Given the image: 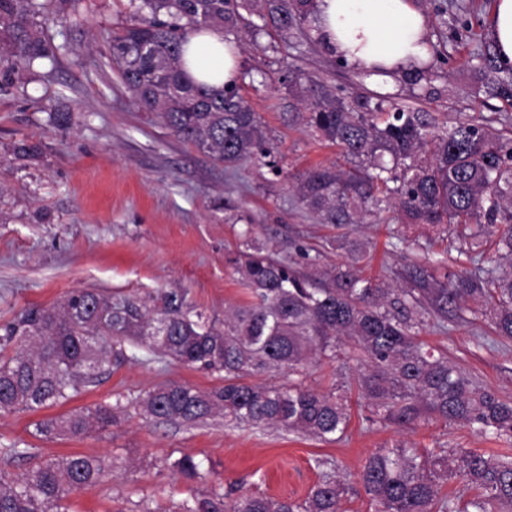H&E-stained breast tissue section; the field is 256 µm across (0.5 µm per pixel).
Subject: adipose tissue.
Returning a JSON list of instances; mask_svg holds the SVG:
<instances>
[{"label":"adipose tissue","instance_id":"obj_1","mask_svg":"<svg viewBox=\"0 0 512 512\" xmlns=\"http://www.w3.org/2000/svg\"><path fill=\"white\" fill-rule=\"evenodd\" d=\"M312 33L383 89L416 69L427 52L426 19L411 0H315ZM490 33L499 62L512 67V0H495ZM239 53L234 42L211 30L191 38L186 69L218 90L237 78Z\"/></svg>","mask_w":512,"mask_h":512}]
</instances>
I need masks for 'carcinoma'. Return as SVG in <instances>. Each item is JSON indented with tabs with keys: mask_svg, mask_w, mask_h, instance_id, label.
Listing matches in <instances>:
<instances>
[{
	"mask_svg": "<svg viewBox=\"0 0 512 512\" xmlns=\"http://www.w3.org/2000/svg\"><path fill=\"white\" fill-rule=\"evenodd\" d=\"M53 0H0V34L26 62L50 59L56 47L32 30L33 19L55 14ZM314 0H129V20L112 32L106 49L138 105L173 135L206 157L233 167L261 157L277 169L261 116L241 94L244 82L221 91L195 80L184 67L189 38L207 30H301ZM494 73L495 95L512 104V69L495 54L484 58ZM300 107L288 120L320 133L343 162L307 170L298 185L301 203L321 223L337 228L362 222L394 206L408 224L436 233L461 228L464 253L483 258L488 239L512 257V138L487 124L436 128L435 119L411 107L347 100L324 83L290 67L282 78ZM431 148L428 161L419 153ZM390 155L394 166L381 159ZM243 236L245 249L231 259L252 300L224 312V327L184 306L175 294L154 308L120 303L93 290H75L50 307H33L4 328L0 340L24 347L0 356V413L37 411L63 404L97 379L104 365L127 360L126 343L139 342L176 363L224 373V384L201 391L167 383L145 391L136 406L151 419L194 424L215 414L233 425L275 427L330 443L346 435L350 407L346 382L327 393L300 383L275 385L251 378L297 373L313 358H339L343 347L368 359L357 386L385 425L410 426L428 416L478 426L512 439V400L485 390L448 356L423 344L414 328L424 315L440 327L461 316L468 300L487 307L498 335L512 339V273L482 266L459 274L448 252L434 260L405 262L404 288H384L360 275L367 245L342 235L336 247L349 260L319 278L295 271ZM112 408L81 409L36 423L37 433L78 436L103 428ZM112 460L72 454L33 464L19 479L0 475V512H68L75 491L95 488ZM189 480L205 477L204 461L182 456L171 463ZM474 491L465 504L441 494L451 479ZM376 512H512V459L473 450L434 454L399 445L369 457L359 476ZM345 488L325 474L302 502L240 494L231 503L213 491L192 495L180 512H341Z\"/></svg>",
	"mask_w": 512,
	"mask_h": 512,
	"instance_id": "1",
	"label": "carcinoma"
}]
</instances>
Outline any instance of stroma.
Wrapping results in <instances>:
<instances>
[{
  "label": "stroma",
  "instance_id": "stroma-1",
  "mask_svg": "<svg viewBox=\"0 0 512 512\" xmlns=\"http://www.w3.org/2000/svg\"><path fill=\"white\" fill-rule=\"evenodd\" d=\"M426 19L429 57L418 82L399 80L390 101L438 121L484 123L512 131V105L490 97L479 54L492 44L494 0H414ZM128 0H65L63 18L38 20L40 35L58 45L55 59L10 67L0 64V328L31 306L49 307L76 289L113 301L152 302L176 294L223 324L226 308L248 291L226 261L242 247L241 234L274 256L315 276L341 262L329 247L335 227L298 201L297 177L337 157L336 147L289 124L288 90L281 70L299 65L336 93L378 102L367 73L345 66L313 36L241 35L239 67L250 71L245 96L278 149V170L252 158L228 168L175 137L136 104L104 53L114 29L125 24ZM368 243L364 276L399 287L408 259L447 251L457 269L472 270L457 232L447 240L424 227H406L389 211L378 225H360ZM420 340L447 351L463 372L488 391L512 399V340L496 336L484 307L469 302L463 320L446 330L425 323ZM363 357L321 360L303 383L325 392L363 369ZM207 391L219 374L134 350L107 366L96 383L68 402L36 412L0 413V448L18 444L40 459L71 454L105 456L111 476L72 493L69 512H175L190 493L244 489L304 500L322 473L343 481L344 512H375L359 480L367 459L399 444L418 448H472L512 454V441L490 439L471 427L421 420L411 427L378 422L357 391H350L345 439L322 443L272 428L225 425L223 417L187 426L158 422L135 409L136 398L161 383ZM117 406L111 425L78 437L39 435L36 422L85 407ZM208 459L206 480L192 484L171 470L182 455Z\"/></svg>",
  "mask_w": 512,
  "mask_h": 512
}]
</instances>
